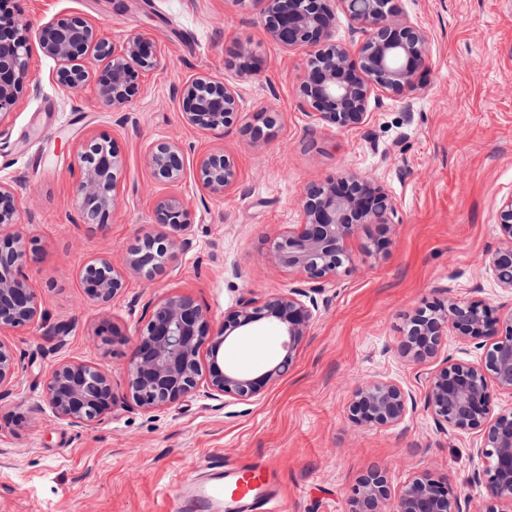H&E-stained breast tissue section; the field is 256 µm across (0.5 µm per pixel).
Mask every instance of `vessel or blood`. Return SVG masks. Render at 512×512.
Returning <instances> with one entry per match:
<instances>
[{"instance_id":"obj_1","label":"vessel or blood","mask_w":512,"mask_h":512,"mask_svg":"<svg viewBox=\"0 0 512 512\" xmlns=\"http://www.w3.org/2000/svg\"><path fill=\"white\" fill-rule=\"evenodd\" d=\"M275 479L263 463L227 464L215 458L199 479L185 485L171 512H269Z\"/></svg>"}]
</instances>
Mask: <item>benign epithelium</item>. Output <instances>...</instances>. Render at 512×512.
<instances>
[{
    "mask_svg": "<svg viewBox=\"0 0 512 512\" xmlns=\"http://www.w3.org/2000/svg\"><path fill=\"white\" fill-rule=\"evenodd\" d=\"M341 5L353 30L365 35L358 47L333 37L336 15L331 2ZM267 36L284 51L316 48L299 83L300 107L338 128H354L368 116L370 101L382 95H402L418 85L428 63V36L419 26L398 16L394 0H258ZM9 37L0 35V120L18 104L34 50L52 59L55 79L65 90L93 86L95 97L112 110L127 108L138 92V71L155 69L162 51L148 33L127 39L119 51L99 28L81 15L54 18L41 24L35 39L30 23L11 17L0 23ZM237 72L254 76L259 64L247 46L237 49ZM105 63L107 81L94 77ZM182 117L200 132L233 124L238 114L234 87L226 81L199 75L178 91ZM104 140L85 138L76 151L80 180L75 205L82 223L103 224L118 193L116 170L122 158L116 149H99ZM146 162L153 176L175 183L184 173V156L173 140L152 145ZM196 177L213 195L237 182L234 161L224 149H215L196 162ZM302 216L297 229L268 242L267 258L276 266L296 272L323 290L339 269L354 262L347 243L369 225L379 230L373 239L379 253L396 214L394 202L381 182L357 171L309 187L299 200ZM20 213L15 188L0 182V334L34 324L41 315V300L29 288L22 267L34 242L16 231ZM154 223L164 231L145 232L129 252L126 269L104 259L85 265L86 295L108 306L123 291L125 270L163 274L168 261L188 245L179 236L191 224L181 198L169 194L153 209ZM496 224L499 246L490 254L488 268L499 288L512 294V198L499 207ZM291 288L261 303L243 301L224 315L216 327L206 309L191 296L167 294L154 304L148 321L136 330L126 363L127 393L123 399L151 412L170 406L202 389L213 400L249 401L288 369L298 344L306 336L318 306L315 299ZM277 324L284 336V355L260 373H248L224 363V346L244 336L254 324ZM472 340L483 349L477 361L447 360L428 380L425 405L442 429L479 433L477 455L484 467L474 479L484 487L481 512H512V409L494 412L497 391L512 392V312L503 314L483 299L431 301L406 318L399 355L412 362L433 356L449 335ZM16 356L0 338V396L13 382ZM43 393L57 418L88 425L112 413L116 398L109 373L100 366L66 361L53 368ZM412 403L398 383L374 379L358 387L349 401L348 420L361 427L399 424ZM388 479L372 470L352 489L349 512H386ZM393 512H462L450 484L428 472L414 476L403 488Z\"/></svg>",
    "mask_w": 512,
    "mask_h": 512,
    "instance_id": "7a95c632",
    "label": "benign epithelium"
}]
</instances>
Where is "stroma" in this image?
Masks as SVG:
<instances>
[{
    "instance_id": "obj_1",
    "label": "stroma",
    "mask_w": 512,
    "mask_h": 512,
    "mask_svg": "<svg viewBox=\"0 0 512 512\" xmlns=\"http://www.w3.org/2000/svg\"><path fill=\"white\" fill-rule=\"evenodd\" d=\"M400 17L429 38L419 87L383 95L362 125L339 130L298 106V85L312 50L283 51L269 40L257 0H9L11 12L39 26L79 14L115 46L147 32L162 66L140 72L127 111L103 106L90 90H64L55 63L34 54L13 113L0 122V181L21 198L19 232L36 243L23 267L41 299L42 321L9 332L18 359L0 397V512H169L180 481L211 458L260 459L278 475L280 512H348L353 485L368 470L387 471L389 498L420 472L450 483L464 512H479L484 489L478 434L438 428L426 411L428 379L446 359L474 360L473 342L445 339L422 363L401 358L406 316L426 299L480 298L512 310L485 258L499 243L495 222L512 198V0H395ZM249 46L259 74L238 76L230 57ZM205 72L234 86L233 125L199 132L181 114L177 90ZM280 123L264 140L246 132L259 112ZM96 134L122 157L119 199L107 224L80 220L74 205L78 142ZM170 138L186 162L181 181H157L151 145ZM220 147L234 161L236 185L205 191L196 159ZM354 169L381 181L397 213L384 253L365 251L375 227L350 239L353 267L318 295L319 309L287 371L247 402L219 403L197 391L144 412L118 403L102 421L59 420L43 396L64 361L104 367L116 394L136 329L163 295L183 292L214 323L240 301L303 286L271 264L264 239L301 222L303 189ZM178 193L192 216L188 247L163 278L128 273L109 306L90 300L82 268L106 258L124 266L137 237L152 229L156 199ZM275 324L254 325L224 350L226 361L264 371L282 355ZM371 379L401 384L415 399L392 427H358L347 418L353 391Z\"/></svg>"
}]
</instances>
